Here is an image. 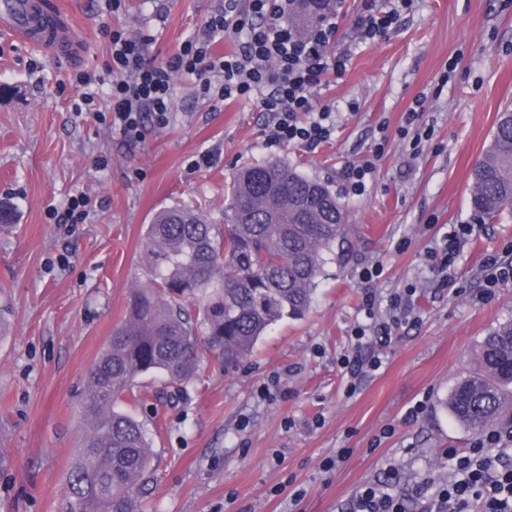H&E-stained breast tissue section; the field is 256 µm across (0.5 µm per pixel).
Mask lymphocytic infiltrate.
<instances>
[{
  "instance_id": "obj_1",
  "label": "lymphocytic infiltrate",
  "mask_w": 512,
  "mask_h": 512,
  "mask_svg": "<svg viewBox=\"0 0 512 512\" xmlns=\"http://www.w3.org/2000/svg\"><path fill=\"white\" fill-rule=\"evenodd\" d=\"M293 0H224V9L206 20L200 36L180 44L165 63L144 57L143 42L124 31L110 38L112 88L98 102L91 87L95 72L72 79L84 92L76 112H91L109 129L136 139L146 119L166 124L172 108L171 80L194 77L203 96L250 101L271 113L267 141L273 146L317 148L336 130L333 105L321 102L322 78L345 69L347 56L329 51L339 27L336 15L300 29L289 22ZM241 43L236 52L217 55L213 43L228 34ZM453 469L439 486L430 512H512V431L481 430L469 452L453 457ZM352 512H406L402 499L383 484L361 486Z\"/></svg>"
}]
</instances>
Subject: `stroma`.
I'll list each match as a JSON object with an SVG mask.
<instances>
[{
    "instance_id": "35a3bbf8",
    "label": "stroma",
    "mask_w": 512,
    "mask_h": 512,
    "mask_svg": "<svg viewBox=\"0 0 512 512\" xmlns=\"http://www.w3.org/2000/svg\"><path fill=\"white\" fill-rule=\"evenodd\" d=\"M85 35L76 64L0 38V200L15 223L0 232V512H63L67 477L87 428L88 370L126 315L132 288L147 279L145 234L159 210L201 206L224 221L233 173L283 161L326 184L348 214L310 311L272 325L251 356L229 373L203 362L178 403L120 409L163 428L153 438L146 512H348L355 491L398 472L407 512H424L412 483L436 492L450 451L471 447L442 400L474 365L482 339L512 321V284L482 297L483 260L512 261V211L476 223L470 173L496 118L512 108V0H413L382 37L359 42L352 21L366 4L333 0L341 26L331 43L350 56L328 74L321 101L334 104L337 129L316 149L267 144L268 113L246 102L201 98L191 77L172 78V116L125 140L91 114L75 113V70L108 75L109 31L148 37L147 61L164 62L197 36L224 0H63ZM411 150L398 128L415 100ZM380 149L363 193L344 171ZM211 163L198 165L201 154ZM108 157L100 167V157ZM97 200L84 224H56L49 213L72 194ZM470 224L452 271H435L450 225ZM381 264V277L359 271ZM414 288L417 322L394 327L387 344L367 337L364 358L382 361L347 396L339 358L353 329L367 324L363 297L380 301ZM272 398L258 391L271 380ZM426 411L405 420L409 407ZM337 467H330V460ZM303 491L293 501V491Z\"/></svg>"
}]
</instances>
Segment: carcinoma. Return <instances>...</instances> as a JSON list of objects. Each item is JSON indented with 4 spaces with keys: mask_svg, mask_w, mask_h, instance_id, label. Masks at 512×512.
<instances>
[{
    "mask_svg": "<svg viewBox=\"0 0 512 512\" xmlns=\"http://www.w3.org/2000/svg\"><path fill=\"white\" fill-rule=\"evenodd\" d=\"M315 22L328 0H294ZM473 215L491 219L512 209V117L503 110L471 172ZM225 225L189 206L158 212L147 225V283L130 291L122 328L88 372V422L68 474L65 512H140L149 481L147 426L118 409L155 394L139 382L160 376L181 388L203 354L228 372L266 330L304 315L347 214L328 186L280 161L254 164L233 178ZM461 424L480 430L512 418V321L489 332L475 367L448 396Z\"/></svg>",
    "mask_w": 512,
    "mask_h": 512,
    "instance_id": "cac0c4a2",
    "label": "carcinoma"
}]
</instances>
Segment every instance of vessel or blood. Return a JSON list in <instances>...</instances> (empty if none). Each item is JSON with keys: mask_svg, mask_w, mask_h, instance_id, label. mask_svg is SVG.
<instances>
[{"mask_svg": "<svg viewBox=\"0 0 512 512\" xmlns=\"http://www.w3.org/2000/svg\"><path fill=\"white\" fill-rule=\"evenodd\" d=\"M0 33L62 63L75 58L84 45L60 0H0Z\"/></svg>", "mask_w": 512, "mask_h": 512, "instance_id": "b4317fda", "label": "vessel or blood"}]
</instances>
